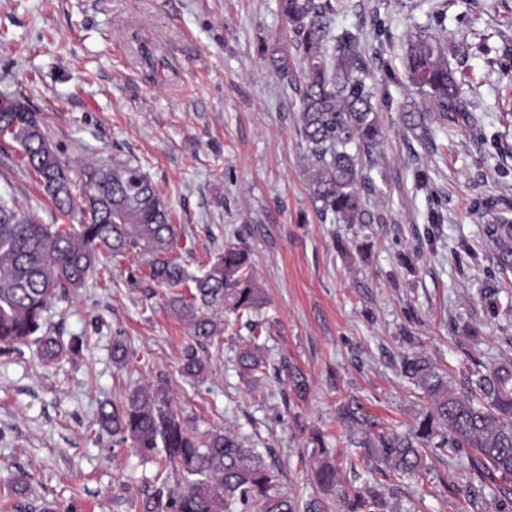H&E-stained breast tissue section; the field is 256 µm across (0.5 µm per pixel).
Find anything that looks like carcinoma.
Instances as JSON below:
<instances>
[{
  "label": "carcinoma",
  "instance_id": "1",
  "mask_svg": "<svg viewBox=\"0 0 512 512\" xmlns=\"http://www.w3.org/2000/svg\"><path fill=\"white\" fill-rule=\"evenodd\" d=\"M286 45L272 51L265 43L279 78L299 95L298 133L305 144L309 197L315 213L338 224H380L384 218L367 209L376 193L371 176L380 156L383 128L375 88L367 83L372 59L360 32L335 29L346 0H278ZM295 50L299 70L290 64ZM409 84L430 103L428 112L406 113L410 130L429 141L430 113L446 119L461 111L464 90L448 66L442 39L418 34L405 57ZM0 136L17 142L30 172L59 214L79 218L77 224H42L0 196V355L34 343L45 361L78 356L89 337L68 342L52 335L46 313L55 300L84 286L100 258L135 250L147 257L152 280L169 288L185 284L190 300L179 296L197 343L223 332L212 310L225 304L242 315L258 310L262 297L249 273L246 247L229 244L224 254L194 275L171 253L178 231L146 173L129 164L110 168L82 166L79 179L57 155L44 133L39 114L19 99L0 104ZM489 241L498 252L500 273L512 271V224H491ZM259 322L249 323L252 336L242 339L240 371L260 372ZM128 348L120 336L112 340V361L122 369ZM206 365L189 347L182 373L204 375ZM401 374L423 393L425 411L405 433L365 434L359 446L396 477L420 475L425 457L447 450L468 460L462 481L441 480L458 496L476 497L491 483L497 493L494 512H512V363L485 372L475 370L466 386L456 388L422 357H405ZM99 431L112 437V448H133L145 460H156L167 477L154 476L153 490L143 493L141 512H324L318 498L298 501L275 491L274 467L247 439L219 429L200 432L177 409L164 383L130 388L117 401L99 407ZM320 457L314 465L317 486L340 498L345 512H387L388 501L370 486L349 492L336 489V465L326 456L320 437Z\"/></svg>",
  "mask_w": 512,
  "mask_h": 512
}]
</instances>
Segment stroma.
Here are the masks:
<instances>
[{
  "instance_id": "35a3bbf8",
  "label": "stroma",
  "mask_w": 512,
  "mask_h": 512,
  "mask_svg": "<svg viewBox=\"0 0 512 512\" xmlns=\"http://www.w3.org/2000/svg\"><path fill=\"white\" fill-rule=\"evenodd\" d=\"M353 2L336 24L360 28L373 59L384 137L368 207L380 224H333L311 206L299 97L258 53L260 42L281 43L278 0H0V94L42 115L64 162L145 172L179 226L189 273L227 241L247 245L266 360L263 372H240L247 321L220 311L223 334L199 350L206 374L181 375L193 339L172 291L142 256L103 259L48 313L54 335L89 337L81 355L45 363L26 344L0 357V512H140L157 466L113 451L97 410L162 381L199 431L247 437L277 469L282 495H316L318 433L346 488L375 486L402 512H485L493 488L473 503L441 485L462 458L388 479L350 442L366 419L385 432L414 423L423 401L400 373L403 357L428 358L457 387L512 361V277L501 279L487 238L488 225L512 219V0ZM423 30L444 37L450 67L469 81L462 112L429 142L404 125L409 106H424L404 69ZM21 157L0 137V195L61 223ZM116 336L129 349L122 369ZM284 359L305 374V397L279 372ZM18 474L29 480L22 496L7 489Z\"/></svg>"
}]
</instances>
